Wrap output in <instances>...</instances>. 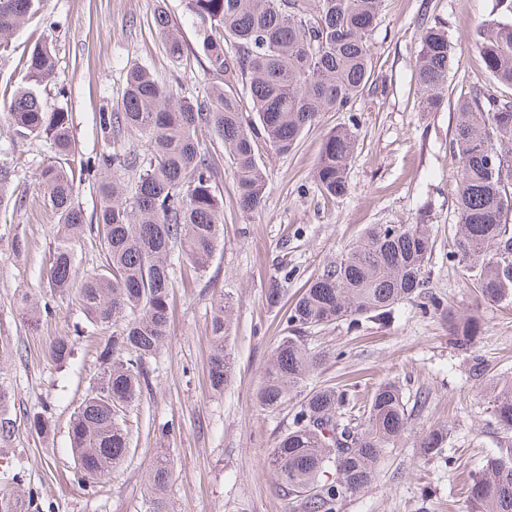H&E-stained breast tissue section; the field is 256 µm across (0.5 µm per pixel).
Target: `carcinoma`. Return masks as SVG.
Here are the masks:
<instances>
[{
    "label": "carcinoma",
    "mask_w": 512,
    "mask_h": 512,
    "mask_svg": "<svg viewBox=\"0 0 512 512\" xmlns=\"http://www.w3.org/2000/svg\"><path fill=\"white\" fill-rule=\"evenodd\" d=\"M381 3L319 0L311 14L302 0H185L187 13L203 34L208 69L223 75V86L202 98H189L182 95L180 77L163 83L149 70L135 69L127 76L120 107L98 114L105 139L134 133L145 139V147L142 152L105 149L93 162L104 173L96 186L100 207L95 224L107 264L80 279L73 246L86 231V218L75 200V172L65 164L76 151L69 113L32 92L11 98L8 112L17 132L45 138L52 153L37 177V188L60 226L47 281L62 292L75 289L90 323L112 326V342L100 353L102 376L69 427L83 480L102 478L127 453L124 409L146 381L147 358L169 335L171 253L180 251L190 271L203 273L223 235V197L197 130L209 127L222 141L234 167L239 208H258L266 190L262 149L292 151L319 113L345 109L369 81L370 37ZM38 4L0 0V51L7 50L20 21L34 14ZM153 22L165 36L166 53L174 60L183 58L172 19L160 10ZM228 38L235 44L232 54L224 47ZM475 52L498 84L512 88V21L486 23ZM454 64L445 29L425 23L416 61L422 111L433 112L445 103ZM24 67L31 81H50L54 65L49 48L34 46ZM241 84L255 115L253 124L241 120ZM457 112L452 151L460 262L475 270L472 288L480 302H512V225L507 223L512 211V98L476 89L458 99ZM355 147L351 128L326 135L314 171L322 193L334 198L346 193ZM111 171L134 175L130 193L106 177ZM432 247L424 224H370L287 307L291 335L275 349L257 400L276 409L302 395L272 460L278 488L296 499L299 512H339L344 498L368 488L384 451L408 429L410 420L403 391L393 382L374 389L360 423L346 417V410L357 404L350 390L327 386L304 391L314 372L331 358L329 352L309 346L308 333L358 316H381L408 301L424 313H448L450 343L463 352L474 347L481 331L478 318L447 311L424 292ZM224 309L221 299L212 318L210 378L216 390L224 388L232 370ZM48 352L64 364L73 356V344L60 337ZM492 416L512 430V383L498 390ZM443 443V432L433 429L421 448L439 456ZM170 476L169 460H157L149 475L151 512H166L162 489ZM469 502L472 512H512V448L500 449L471 475ZM32 509V498L0 497V512Z\"/></svg>",
    "instance_id": "obj_1"
}]
</instances>
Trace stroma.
Masks as SVG:
<instances>
[{"instance_id": "1", "label": "stroma", "mask_w": 512, "mask_h": 512, "mask_svg": "<svg viewBox=\"0 0 512 512\" xmlns=\"http://www.w3.org/2000/svg\"><path fill=\"white\" fill-rule=\"evenodd\" d=\"M160 10L175 23L185 64L167 55L153 26ZM38 15L39 22L19 24L0 55V159L11 166L10 195L0 205V390L11 397L13 420L9 436L0 438V492L33 490L40 512H149L146 478L165 457L172 464L164 491L168 512H293L271 462L296 403L271 411L256 401L271 355L288 333L285 310L366 225L423 222L433 241L428 292L480 317L473 351L450 345L446 317L405 302L381 320L339 321L313 331L311 346L337 357L310 383L363 396L393 378L411 415L371 485L346 497L340 512H469V472L512 445V431L492 417L495 380L512 379V304H477L455 255L451 141L461 95L479 87L508 92L494 87L474 43L486 20L512 15L498 0H383L370 37L366 88L346 110L321 113L293 151L265 153L267 188L254 212L243 213L236 203L223 144L210 129H199L224 195V235L206 272L173 264L170 335L147 359L148 382L125 410L130 447L90 488L75 476L68 431L103 371L99 352L112 329L91 325L72 293L47 282L58 225L35 177L50 151L45 139L17 135L9 119L10 98L27 84L19 60L36 40L50 46L55 73L36 91L69 113L79 163L105 149L96 118L120 106L131 70L148 69L163 81L180 76L189 96L205 95L223 78L206 67L184 0H40ZM427 20L447 31L457 59L448 98L435 112L418 106L416 56ZM349 125L357 128V148L348 191L329 198L317 189L313 171L326 134ZM221 300L230 305L232 372L218 392L210 381L211 319ZM60 336L78 339L64 365L48 354ZM39 411L52 423L45 436L29 423ZM433 428L447 430L448 440L444 455L430 458L420 441Z\"/></svg>"}]
</instances>
